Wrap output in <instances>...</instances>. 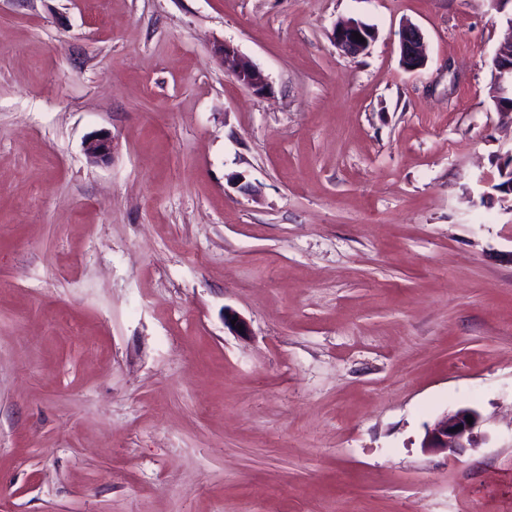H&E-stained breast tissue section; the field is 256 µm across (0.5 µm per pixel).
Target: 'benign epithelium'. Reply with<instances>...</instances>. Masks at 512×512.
Instances as JSON below:
<instances>
[{
	"mask_svg": "<svg viewBox=\"0 0 512 512\" xmlns=\"http://www.w3.org/2000/svg\"><path fill=\"white\" fill-rule=\"evenodd\" d=\"M507 25L508 43L498 50L492 62L490 97L495 108L500 110V119L511 125L512 113L501 111L503 102H512V19L508 20ZM355 32L363 36L364 41L354 39ZM332 37L336 46L351 56L365 53L371 45L365 28L356 20L336 25ZM219 58L224 68L247 89L256 94H263L269 89L264 72L241 55L233 45L222 44L219 48ZM400 62L409 71L422 69L427 64L424 36L421 30L411 23L403 24L400 30ZM85 151L94 162L106 161L112 153V137L105 131L90 137L86 142ZM233 319L236 320L234 324L231 323ZM224 326L237 336L250 334L247 321L232 311L224 312ZM469 416L473 418L471 423L466 421ZM481 427L482 417L477 410L460 407L425 428L421 447L426 451L444 452L449 455L459 454L467 448H478L486 440V434L482 432Z\"/></svg>",
	"mask_w": 512,
	"mask_h": 512,
	"instance_id": "1",
	"label": "benign epithelium"
}]
</instances>
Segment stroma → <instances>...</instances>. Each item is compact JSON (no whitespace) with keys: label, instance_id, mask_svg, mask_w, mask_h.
Listing matches in <instances>:
<instances>
[{"label":"stroma","instance_id":"obj_1","mask_svg":"<svg viewBox=\"0 0 512 512\" xmlns=\"http://www.w3.org/2000/svg\"><path fill=\"white\" fill-rule=\"evenodd\" d=\"M505 29L488 0H0V512H512ZM463 406L488 441L424 451ZM509 27L508 43L499 49L492 62V79L490 97L493 101L500 119L507 124H512L511 112H500L501 105L505 100L512 102V16L508 20ZM510 55L511 63H506L504 57ZM364 26L369 31L368 36L373 40V30L366 24H364ZM353 32L360 34L364 38V42H360V40L354 39ZM368 36L366 35V30L363 25L356 20H348L346 22L335 25L332 33V37L336 46L345 54L351 56L361 55L369 49L372 41ZM400 62L409 71L426 66L427 55L424 36L414 24L405 23L400 30ZM219 58L232 76L244 87L256 94H263L269 89V82L264 72L241 55L237 48L229 43H224L219 48ZM85 151L94 162L106 161L112 153V137L105 131L90 137L86 142Z\"/></svg>","mask_w":512,"mask_h":512}]
</instances>
